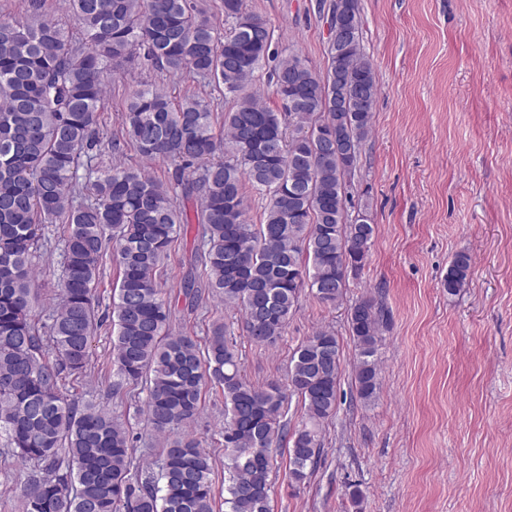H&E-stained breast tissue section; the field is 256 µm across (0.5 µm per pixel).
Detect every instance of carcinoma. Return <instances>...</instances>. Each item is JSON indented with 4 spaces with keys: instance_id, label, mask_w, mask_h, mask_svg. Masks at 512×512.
I'll list each match as a JSON object with an SVG mask.
<instances>
[{
    "instance_id": "carcinoma-1",
    "label": "carcinoma",
    "mask_w": 512,
    "mask_h": 512,
    "mask_svg": "<svg viewBox=\"0 0 512 512\" xmlns=\"http://www.w3.org/2000/svg\"><path fill=\"white\" fill-rule=\"evenodd\" d=\"M224 28L195 0H69L75 26L0 21V436L24 467L23 512H214L210 457L195 439L168 442L139 460V436L92 399L67 398L90 361L101 260L113 250L114 390L144 381L146 421L157 434L193 421L207 385L224 394L225 512H270L273 451L288 450L290 484L322 461L323 427L336 414L343 370L339 340L320 329L296 348L287 383L247 378L234 331L212 324L205 344L170 332V302L156 272L188 236L207 294L242 313V331L272 346L303 289L321 304L343 301L349 274L364 267L374 226L348 215L347 182L372 130L378 84L363 50L357 0H336L345 38L327 45L321 74L295 52L272 50L274 31L244 0H223ZM157 72L213 82L228 103L216 126L211 103L176 98L143 82L122 115L112 151L174 164L171 180L101 166L98 112L112 72L137 53ZM278 100H258L260 73ZM89 193L77 191L79 168ZM252 191L264 202L247 220ZM65 223L57 304L34 315L33 254ZM471 257L454 255L448 293L469 283ZM355 341L354 386L368 402L380 390L384 311L365 297L347 312ZM304 421L288 428V396Z\"/></svg>"
}]
</instances>
